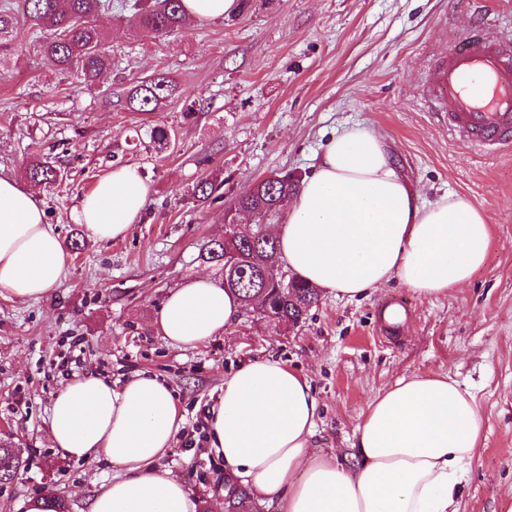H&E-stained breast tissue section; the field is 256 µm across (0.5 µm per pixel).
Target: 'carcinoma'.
<instances>
[{"label":"carcinoma","instance_id":"obj_1","mask_svg":"<svg viewBox=\"0 0 512 512\" xmlns=\"http://www.w3.org/2000/svg\"><path fill=\"white\" fill-rule=\"evenodd\" d=\"M112 8V0H7L0 5V77L9 72L1 58L22 55L26 50L17 46L21 27L33 26L37 35L29 44L33 53L54 61L58 70H76L87 85H93L106 70L111 59L107 50V35L95 18ZM187 22L182 0H154L138 9V34L163 36L182 28ZM175 94V87L163 76L142 80L128 89L126 102L135 112H153L161 102ZM26 177L39 184L56 181L58 172L45 162L33 161L25 170ZM297 188V180L288 175H272L251 182L235 196L224 210V220L233 222L241 213L254 217L255 224H266L278 216L284 200ZM216 190L211 180L200 181L193 197L206 203ZM238 252L235 276L225 288L235 292L243 306L256 308L263 317L279 324L297 323L309 308L320 300L319 288L293 276L295 288L278 291L276 286L260 288L261 271L280 264L274 240L257 237L252 241H235ZM202 260L224 261V243L209 241L202 249ZM19 460L7 448L0 447V478L10 479L19 468ZM229 506L236 512H252L253 505L246 491H233Z\"/></svg>","mask_w":512,"mask_h":512}]
</instances>
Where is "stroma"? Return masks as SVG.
<instances>
[{
	"instance_id": "obj_1",
	"label": "stroma",
	"mask_w": 512,
	"mask_h": 512,
	"mask_svg": "<svg viewBox=\"0 0 512 512\" xmlns=\"http://www.w3.org/2000/svg\"><path fill=\"white\" fill-rule=\"evenodd\" d=\"M112 2L98 18L112 66L96 85L32 53L0 84V175L24 186L27 164L51 163L57 180L38 187L46 220L63 244H81L52 295L0 297V442L23 462L0 482V512H25L46 492L89 512L93 490L117 469L52 448L51 401L74 375L121 384L142 370L172 387L185 420L164 463L211 512L230 480L209 446L207 410L225 376L256 358L307 377L318 403L313 445L347 466L379 391L404 376L450 375L484 422L458 512H512V145L485 153L440 124L422 92L437 55L481 14L512 43V0H250L234 16L160 37L136 35L131 11ZM158 74L175 96L131 111L124 91ZM159 126L173 135L168 148ZM352 126L392 146L424 200L457 194L486 214L492 244L471 282L438 298L396 281L363 298L325 293L290 327L246 308L224 335L168 345L152 328L168 292L200 273L224 280L223 266L199 252L223 238L225 206L253 180L309 176L323 145ZM121 165L138 168L150 203L124 238L94 240L72 213ZM212 178L222 183L214 201L194 203V186ZM398 300L407 309L392 327L383 310Z\"/></svg>"
}]
</instances>
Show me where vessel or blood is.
<instances>
[{"instance_id": "obj_1", "label": "vessel or blood", "mask_w": 512, "mask_h": 512, "mask_svg": "<svg viewBox=\"0 0 512 512\" xmlns=\"http://www.w3.org/2000/svg\"><path fill=\"white\" fill-rule=\"evenodd\" d=\"M427 96L475 144L512 143V45L479 27L466 33L431 67Z\"/></svg>"}]
</instances>
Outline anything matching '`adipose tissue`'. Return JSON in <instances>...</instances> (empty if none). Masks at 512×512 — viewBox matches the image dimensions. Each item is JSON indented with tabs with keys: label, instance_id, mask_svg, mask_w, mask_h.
I'll list each match as a JSON object with an SVG mask.
<instances>
[{
	"label": "adipose tissue",
	"instance_id": "1",
	"mask_svg": "<svg viewBox=\"0 0 512 512\" xmlns=\"http://www.w3.org/2000/svg\"><path fill=\"white\" fill-rule=\"evenodd\" d=\"M149 200L137 168L119 166L83 197L74 219L94 239H120ZM271 233L294 274L350 299L394 280L423 298L445 295L471 281L491 246L479 208L452 194L423 202L384 140L359 126L324 145ZM69 264L38 193L0 176V297L48 296ZM242 309L199 274L169 292L153 328L171 346H196L223 335ZM316 418L305 376L253 360L225 377L210 409V446L229 474L278 512H457V487L483 418L451 376L404 377L380 392L361 414V461L351 468L315 451ZM183 422L157 375L140 372L117 386L88 373L53 397L48 438L66 457L119 466L94 490L90 512H196L186 484L161 464Z\"/></svg>",
	"mask_w": 512,
	"mask_h": 512
}]
</instances>
